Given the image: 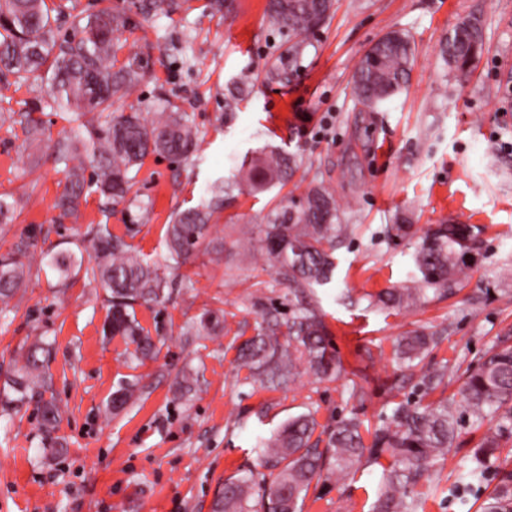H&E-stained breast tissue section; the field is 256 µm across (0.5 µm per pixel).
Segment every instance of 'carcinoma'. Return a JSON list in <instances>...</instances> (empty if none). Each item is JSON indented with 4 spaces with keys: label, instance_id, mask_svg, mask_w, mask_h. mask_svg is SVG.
Wrapping results in <instances>:
<instances>
[{
    "label": "carcinoma",
    "instance_id": "cac0c4a2",
    "mask_svg": "<svg viewBox=\"0 0 512 512\" xmlns=\"http://www.w3.org/2000/svg\"><path fill=\"white\" fill-rule=\"evenodd\" d=\"M181 0H137V13L144 17L171 14ZM334 0H268L266 15L278 30L295 39L299 48L303 38L330 17ZM74 6L58 4L50 8L46 0H0V87L10 88L36 76L50 75L51 107L69 115L75 123L70 134L58 144V161L66 164L71 152L80 149L90 157L92 173L85 178L82 166L67 168L64 189L56 206L63 214L77 217L85 191L94 187L105 200L103 216H112V206L134 203L136 174L151 154L166 155L180 162L197 150V131L189 115L169 99L161 102L159 119L149 122L137 109L127 115L112 116V104L130 97L145 76L138 55L117 58L114 35L132 22L126 13L103 8L72 14ZM71 18L70 31H62L61 18ZM441 44L440 52L448 69L459 76L470 72L483 46L481 20L473 16L462 22ZM415 61V45L402 31H390L359 60L353 75V94L368 112L401 92L408 84ZM250 83L242 75L235 87L224 95V111L237 112ZM36 109L10 112L8 119L20 125L26 136L42 132V122L33 116ZM88 112L98 114L97 124L82 122ZM298 168L295 155L271 150L257 156L240 179L217 180L207 188L209 198L195 207L175 214L167 224L169 258L180 264L196 254L211 234L213 215L223 206L224 195L245 183L262 189L290 182ZM348 225L334 194L322 185L299 191L294 186L266 216V222L249 230L250 240L265 250L276 273L288 282L296 302L288 303V316L280 317L277 307H266L256 336L239 350L242 366L249 378L269 386L292 381L304 367L320 378L337 376L341 361L332 349L329 331L312 300L314 287L329 283L336 268V250L347 237ZM472 228L467 224L442 223L429 229L414 255L421 274L420 282L437 290L448 285L458 270L459 261L469 248ZM94 262L83 260L71 250L46 255L42 262L59 280L75 269L85 268L88 278L99 281L110 292V311L104 331L121 336L135 345L131 357L137 361L154 355L155 345L137 320L135 306L156 303L164 297L167 281L160 268L145 262L124 237L114 235L108 224H99L92 238ZM28 243L0 256V300L12 298L24 286L25 272L19 256ZM421 288H393L377 294L384 307H401L420 300ZM434 338L424 333L404 336L397 345V357L409 370L422 361ZM43 360L31 352L23 371L13 380L18 400L38 399L46 435H51L59 409L53 400L44 399L35 378ZM461 400L444 397L437 402L406 401L395 405L390 423L374 432L365 446L361 422L343 420L329 437L327 448L319 450L312 437L318 423L310 414L289 419L269 438L258 440L264 463L278 469L271 486L264 489L258 505L263 512H300L311 483L329 471H350L369 454L377 462L389 458L382 467L380 494L375 512H413L412 493L427 464L448 454L467 418L479 429L497 419L472 451V466L463 476L466 485L484 482L489 468L499 459L502 443L512 439V347L489 353L474 367L467 368ZM448 365L421 372L416 388L423 394L448 385ZM499 482L489 494L482 512H512V470L499 471ZM254 473L230 477L218 491L213 512H256L250 504Z\"/></svg>",
    "mask_w": 512,
    "mask_h": 512
}]
</instances>
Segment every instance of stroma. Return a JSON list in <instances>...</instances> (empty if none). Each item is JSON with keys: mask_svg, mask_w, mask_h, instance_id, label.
<instances>
[{"mask_svg": "<svg viewBox=\"0 0 512 512\" xmlns=\"http://www.w3.org/2000/svg\"><path fill=\"white\" fill-rule=\"evenodd\" d=\"M73 2L132 13L121 53L139 54L146 77L113 112L136 105L151 120L168 98L193 121L198 152L182 162L148 156L137 176L140 206L117 205L106 219L91 193L77 218L64 217L55 206L65 180L56 150L70 124L49 108V83L34 94L11 90L13 112L41 99L43 133L30 140L21 127L0 124V195L16 201L13 222L0 224V254L29 244L26 286L0 303V512H212L225 478L263 473L256 439L289 418L314 413L323 449L338 421L355 416L373 431L395 403L418 398L395 355L405 333L436 334L426 368L464 369L500 339L512 341V0H336L296 54L269 22L267 0H234L224 19L206 0L148 18L132 12V0ZM473 16L484 50L459 80L440 45ZM392 30L415 41L410 80L379 111H363L352 94L355 66ZM243 73L250 92L226 116L224 95ZM264 148L295 154L296 179L334 191L350 226L332 282L316 290L343 363L335 380L304 372L273 388L248 380L236 361L239 345L258 332L261 304L284 310L291 296L259 245L238 243L243 224L263 223L278 188L225 197L212 244L180 266L168 257L170 215L199 204L212 181ZM233 215L243 224L230 223ZM449 218L475 227L452 291L427 290L409 307L376 305L374 294L409 285L417 243ZM103 222L117 235L139 225L134 249L168 281L161 302L136 309L160 342L155 358L130 360L127 342L104 334L109 303L100 282L80 273L62 285L41 266L44 253L87 247L89 226ZM204 316L214 331L181 335ZM36 344L49 354V394L61 412L55 446L35 403L6 400ZM186 371L196 376L187 389ZM126 384L136 397L113 412L112 394ZM482 436L460 429L452 452L418 485L416 512H481L497 478L466 487L460 475ZM380 470L365 456L355 473H330L311 485L302 512H372Z\"/></svg>", "mask_w": 512, "mask_h": 512, "instance_id": "1", "label": "stroma"}]
</instances>
